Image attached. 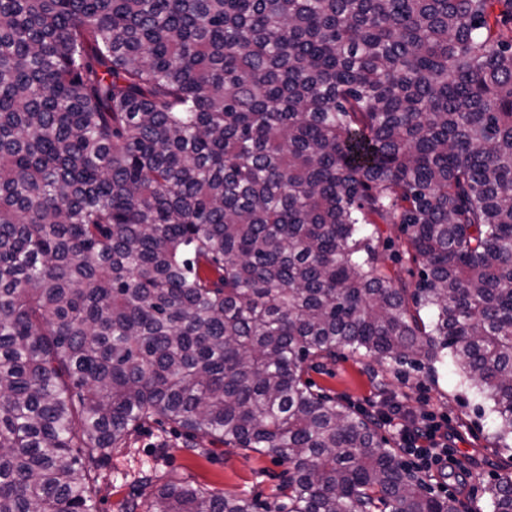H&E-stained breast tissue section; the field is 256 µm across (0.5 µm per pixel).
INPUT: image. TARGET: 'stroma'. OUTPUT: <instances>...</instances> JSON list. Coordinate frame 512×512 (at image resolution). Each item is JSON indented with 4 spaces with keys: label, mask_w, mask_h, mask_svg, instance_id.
<instances>
[{
    "label": "stroma",
    "mask_w": 512,
    "mask_h": 512,
    "mask_svg": "<svg viewBox=\"0 0 512 512\" xmlns=\"http://www.w3.org/2000/svg\"><path fill=\"white\" fill-rule=\"evenodd\" d=\"M315 390L336 397L355 410L371 414L394 410L397 421L381 434L391 446L400 443V427L432 413L448 421V447L468 469L438 476L448 495L455 497L457 512H475L484 505V488L496 475L512 473V451L495 437L492 413H477L473 391L461 384L453 364L440 365L436 375L412 371L402 375L394 367L373 365L371 358L346 350L335 360L306 371ZM97 478L96 512H123L128 499L148 503L150 487L141 478L153 475L156 483L190 480L205 491L245 494L257 499V512H275L287 504L284 488L287 467L274 455L201 438L189 449L182 430L166 421H148L113 448L104 462L90 465Z\"/></svg>",
    "instance_id": "obj_1"
}]
</instances>
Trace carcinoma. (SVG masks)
<instances>
[{
    "instance_id": "carcinoma-1",
    "label": "carcinoma",
    "mask_w": 512,
    "mask_h": 512,
    "mask_svg": "<svg viewBox=\"0 0 512 512\" xmlns=\"http://www.w3.org/2000/svg\"><path fill=\"white\" fill-rule=\"evenodd\" d=\"M341 348L512 438V0H0V512H94L149 420L274 454L288 512H456L312 390Z\"/></svg>"
}]
</instances>
